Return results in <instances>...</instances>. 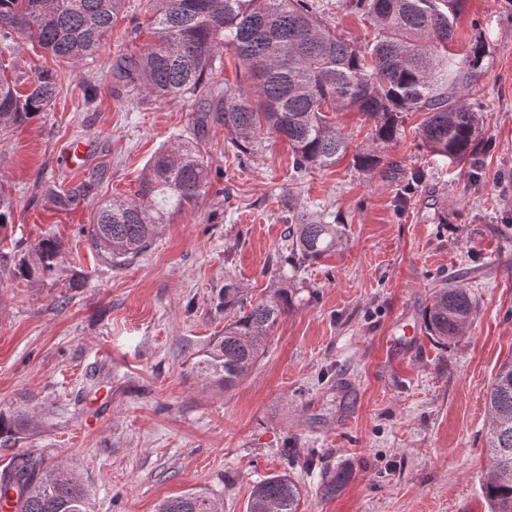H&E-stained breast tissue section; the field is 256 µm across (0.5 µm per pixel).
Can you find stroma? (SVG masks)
Returning a JSON list of instances; mask_svg holds the SVG:
<instances>
[{
  "label": "stroma",
  "mask_w": 512,
  "mask_h": 512,
  "mask_svg": "<svg viewBox=\"0 0 512 512\" xmlns=\"http://www.w3.org/2000/svg\"><path fill=\"white\" fill-rule=\"evenodd\" d=\"M355 2L314 0L363 47L374 29ZM146 10L126 0L111 43L87 61L25 40L0 47V75L44 69L59 83L45 112L0 131V185L14 203L0 231V410L33 413L22 439L0 438V467L23 451L67 467L90 512H156L201 489L221 512H249L255 484L283 472L300 486L299 512H490L486 398L512 358V0H464L453 41L459 53L484 46L472 101L483 150L449 164L421 138L425 113L408 112L371 172L352 159L371 141L361 112L330 115L349 156L300 173L281 139L240 156L223 124L197 130L190 96L127 95L109 69L117 47L149 43L144 31L124 36ZM181 139L200 144L206 192L132 264L107 265L88 242L97 207L132 194L151 156ZM78 141L90 152L76 167ZM82 182L85 197L56 206L53 190ZM302 216L336 225L338 244L304 270L274 272ZM44 238L60 242L64 271L44 284L12 278ZM455 277L478 312L443 348L422 311ZM280 283L294 304L254 368L229 389L200 376V351L224 330L223 286L253 301ZM339 471L340 494L323 498Z\"/></svg>",
  "instance_id": "35a3bbf8"
}]
</instances>
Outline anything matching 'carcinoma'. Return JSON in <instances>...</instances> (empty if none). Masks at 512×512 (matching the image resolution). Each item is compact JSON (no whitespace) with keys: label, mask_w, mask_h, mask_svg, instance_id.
<instances>
[{"label":"carcinoma","mask_w":512,"mask_h":512,"mask_svg":"<svg viewBox=\"0 0 512 512\" xmlns=\"http://www.w3.org/2000/svg\"><path fill=\"white\" fill-rule=\"evenodd\" d=\"M153 41L139 53L117 51L112 81L153 101L189 94L199 103L197 123L218 120L230 144L246 155L261 135L280 136L302 172L331 166L348 143L328 119L354 109L374 123L371 146L354 156L364 171L375 169L381 150L397 136L404 112H424L422 141L451 163L478 150V113L468 101L479 78L482 48L459 55L448 48L463 0H357L374 20L373 42L358 47L337 37L308 0H148ZM125 0H0V40H37L52 56L87 60L112 37ZM239 60L247 83L218 84L210 77L224 65V52ZM56 78L39 70L22 83L0 77V126L22 125L46 110L56 96ZM208 172L198 144L177 141L149 159L137 190L105 202L97 211L90 246L110 266L131 263L161 232L169 210L192 205L205 192ZM85 187L53 191L67 209ZM334 224L299 219L288 227L293 268L336 247ZM62 246L43 239L15 265L12 276L31 283L56 276ZM224 310L232 313L224 334L214 337L196 362L200 375L233 387L255 365L278 318L293 303L277 288L245 304L224 286ZM477 313L464 284L434 289L423 314L426 334L441 345L464 335ZM488 471L483 494L491 512H512V359L497 371L487 394ZM27 414L0 412V437L22 434ZM344 475L322 482L325 498L339 495ZM14 492L15 512H88V490L63 466L42 455L21 453L0 469V493ZM300 489L286 474L254 486L250 512H298ZM157 512H218L214 498L195 491L163 501Z\"/></svg>","instance_id":"1"}]
</instances>
